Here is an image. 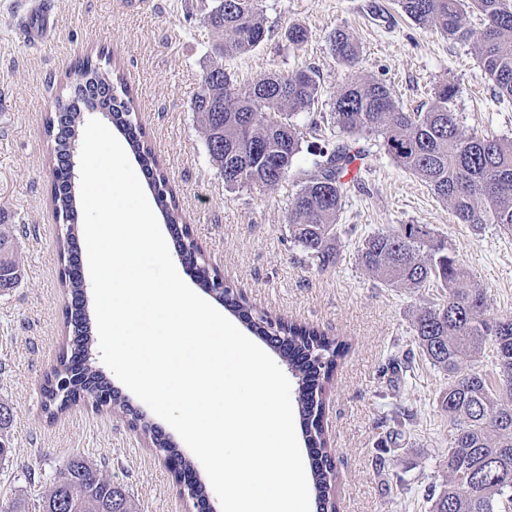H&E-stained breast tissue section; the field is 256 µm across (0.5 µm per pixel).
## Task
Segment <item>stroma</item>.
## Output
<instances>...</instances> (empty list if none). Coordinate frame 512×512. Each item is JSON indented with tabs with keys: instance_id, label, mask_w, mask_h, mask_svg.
<instances>
[{
	"instance_id": "obj_1",
	"label": "stroma",
	"mask_w": 512,
	"mask_h": 512,
	"mask_svg": "<svg viewBox=\"0 0 512 512\" xmlns=\"http://www.w3.org/2000/svg\"><path fill=\"white\" fill-rule=\"evenodd\" d=\"M36 0H0V213L16 227L24 277L0 294V401L13 408L12 454L0 463V512L25 499L38 512L62 463L80 454L123 485L139 512H222L216 493L183 495L166 460L130 425L150 408L121 382L130 411L86 402L57 419L42 411L41 386L63 344L69 297L60 283V231L48 204L51 144L44 123L77 57L106 50L121 64L145 128L194 238L234 294L260 312L305 322L351 348L326 396L325 434L336 465L337 512H430L425 491L448 471V414L438 397L447 373L421 354L412 319L442 303L440 287L390 288L361 266L367 237L425 224L484 290L491 314L512 316V230L454 223L446 204L385 152L375 134L333 132L334 99L352 77L378 78L405 111L426 109L435 86L454 81L453 107L466 133L512 138V99L495 97L472 44L417 25L398 0H260L271 39L223 58L240 85L271 72L313 69L320 96L295 116L302 150L286 180L266 190H228L211 165L192 101L215 59L201 18L206 0H51L53 35L30 42ZM299 24L308 37L281 42ZM350 31L354 67L332 54L329 36ZM358 152L337 219V264L319 266L292 239L288 206L311 170L309 149L327 137Z\"/></svg>"
}]
</instances>
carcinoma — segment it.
<instances>
[{
	"mask_svg": "<svg viewBox=\"0 0 512 512\" xmlns=\"http://www.w3.org/2000/svg\"><path fill=\"white\" fill-rule=\"evenodd\" d=\"M399 6L419 24L454 40L473 42L494 94L512 99V0H399ZM467 9L482 16V29L464 26ZM201 23L220 37L214 50L221 58L245 53L270 39L258 0H211ZM330 48L349 67L358 58V44L346 29L331 34ZM74 73L81 88H107L110 97L83 93L56 98L54 113L45 119V134L54 141L56 156L67 157L74 148L82 108H99L124 131L138 163L153 174V181L166 182L145 131L130 119L134 99L120 70L110 61L102 66L88 55ZM318 93L319 83L311 71L273 73L239 86L224 65L214 62L205 68L192 109L214 168L221 175L229 169L236 174L224 183L225 188L257 185L270 189L288 177L292 160L301 151L291 118L310 110ZM455 95V83L442 82L434 89L426 111L406 112L384 82L351 79L334 100L336 124L350 134L383 136L388 154L448 204L454 223L498 224L512 229V140L465 133L459 113L452 108ZM355 160L347 145L330 141L318 148L313 171L288 207L291 237L323 266L339 259L336 220L343 202V178ZM51 173V209L73 225L78 201L69 170L55 164ZM155 198L168 223H185L172 189ZM13 232V225L0 224L3 295L17 287L24 275ZM178 251L188 253L199 288L211 292L213 275L186 231ZM359 262L389 287L422 288L436 282L448 292L443 304L418 310L413 320L422 353L433 366L453 377L439 395V405L452 426L448 479L439 486H428L426 497L431 512H500L502 506L512 504V317L487 314L485 292L472 285L468 271L448 250L446 241L425 224H403L397 231L370 236ZM61 281L73 299L83 297L79 276H63ZM223 298L258 335L288 337L284 358L298 379L307 445L316 450L313 488L322 509L334 512L335 474L321 417L331 371L348 348L347 341L266 312L255 317L246 299L228 289ZM73 323L82 336V364L74 365L68 348L61 347L42 386L43 413L54 420L101 389L110 391L112 409H126L125 400L88 361L93 336L82 309L67 314L66 325ZM489 348L499 368L495 385L478 366ZM12 418L10 406L1 401L0 460L12 452L8 436ZM133 423L152 444L176 459L182 470H192L176 445L162 437L153 424L138 415ZM76 500L83 504L80 512H138L129 493L100 475L95 464L80 454L59 468L53 486L41 497L39 512H72Z\"/></svg>",
	"mask_w": 512,
	"mask_h": 512,
	"instance_id": "1",
	"label": "carcinoma"
}]
</instances>
